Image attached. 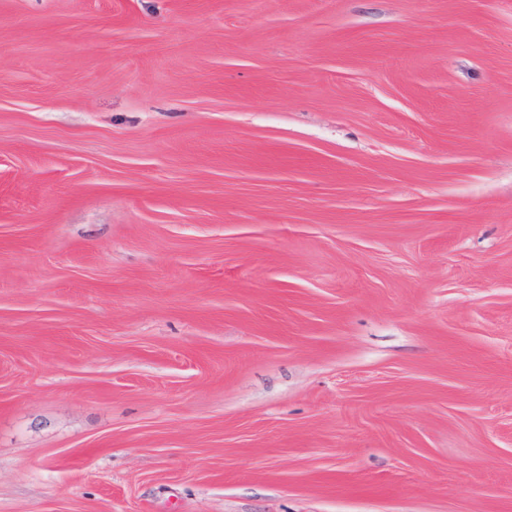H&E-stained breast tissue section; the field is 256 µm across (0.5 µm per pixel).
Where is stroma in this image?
Masks as SVG:
<instances>
[{"label": "stroma", "instance_id": "obj_1", "mask_svg": "<svg viewBox=\"0 0 512 512\" xmlns=\"http://www.w3.org/2000/svg\"><path fill=\"white\" fill-rule=\"evenodd\" d=\"M0 512H512V0H0Z\"/></svg>", "mask_w": 512, "mask_h": 512}]
</instances>
